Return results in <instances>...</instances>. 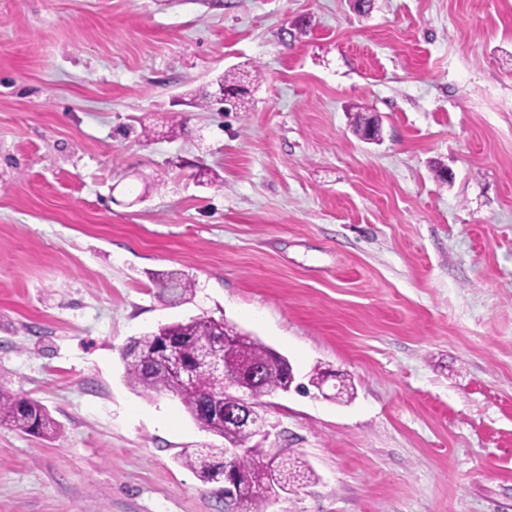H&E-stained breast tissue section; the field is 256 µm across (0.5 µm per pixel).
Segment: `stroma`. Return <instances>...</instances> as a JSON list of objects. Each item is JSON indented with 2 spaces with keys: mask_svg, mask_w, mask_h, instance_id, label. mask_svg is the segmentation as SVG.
Returning <instances> with one entry per match:
<instances>
[{
  "mask_svg": "<svg viewBox=\"0 0 512 512\" xmlns=\"http://www.w3.org/2000/svg\"><path fill=\"white\" fill-rule=\"evenodd\" d=\"M199 316L354 387L266 397L317 475L266 512H512V0H0V390L61 425H0V512H230L122 360ZM156 286L158 297L168 306H177L184 302L194 286L193 281L181 271L158 274Z\"/></svg>",
  "mask_w": 512,
  "mask_h": 512,
  "instance_id": "1",
  "label": "stroma"
}]
</instances>
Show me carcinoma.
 <instances>
[{"label":"carcinoma","instance_id":"carcinoma-1","mask_svg":"<svg viewBox=\"0 0 512 512\" xmlns=\"http://www.w3.org/2000/svg\"><path fill=\"white\" fill-rule=\"evenodd\" d=\"M354 131L363 139L377 136L379 125L373 118L356 114ZM158 297L168 306H177L192 292L193 281L181 271L161 273L156 280ZM227 325L208 317L162 325L133 338L130 351L123 352L127 381L135 388L176 396L186 412L206 431L224 438L242 453L226 457V448L202 446L184 450L181 462L200 481L211 483L225 471L237 478L233 500L237 512H264L266 501L278 496L281 488H300L314 480V472L298 455L252 444L251 433L224 418L216 402L224 383L208 367L210 350L224 338ZM237 351L230 357L227 373L236 375L240 366L262 368L252 385L253 404L264 406L263 398L288 389L293 368L288 359L247 333H239ZM0 425L29 435L50 438L59 426L37 400L0 392Z\"/></svg>","mask_w":512,"mask_h":512}]
</instances>
